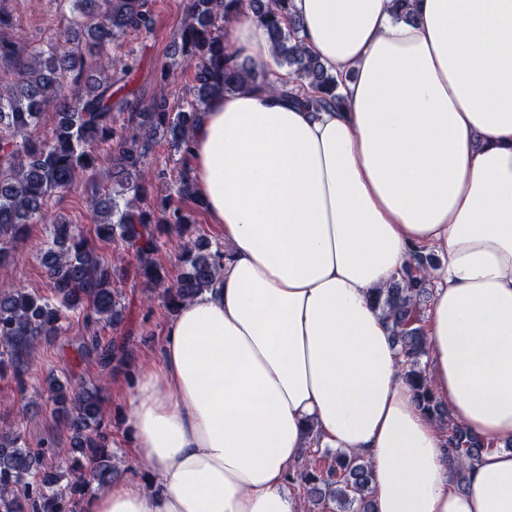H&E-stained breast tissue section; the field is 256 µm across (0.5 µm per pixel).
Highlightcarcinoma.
Listing matches in <instances>:
<instances>
[{"label": "carcinoma", "instance_id": "1", "mask_svg": "<svg viewBox=\"0 0 512 512\" xmlns=\"http://www.w3.org/2000/svg\"><path fill=\"white\" fill-rule=\"evenodd\" d=\"M289 2L190 0L187 18L174 33L173 56L188 58L197 93L177 110L154 99L132 111L125 86L112 81L114 67L124 77L135 68L134 51L125 60L116 59L112 43L130 32H152L150 0H60L65 28L25 56L15 40L12 17L0 10V61L11 64L0 71V264L9 261L11 243L29 225H48L40 265L52 292L49 299L21 288H0V377L24 387L36 349L66 333L75 312L83 315L89 331L78 339V351L95 356L103 368L126 364V343L103 345L98 335L100 326L116 329L123 323L125 302L121 270L100 258L97 241L121 244L146 285L163 288L162 299L171 312L214 285L223 251L197 233L183 207L187 200L203 205L189 169L178 172L174 194L152 200L146 164L160 135L187 155L209 101L245 82L259 91H277L313 112L343 107V78L305 50ZM242 11L264 27L275 48V63L288 69L291 81L238 61L224 25ZM47 121L51 131L37 134ZM105 159L112 166V188L93 202V236L88 237L78 225L53 218L48 202L70 191L80 175ZM172 231L184 238L174 277L157 261L159 238ZM432 263L429 255H415L404 277L378 293L377 304L391 325L402 373L418 406L447 432L446 448L463 475L489 442L451 417L422 363L427 355L422 322L430 296L424 269ZM44 384L69 442L61 446L48 438L33 449L20 432L0 428V512H76L85 491L104 490L117 475L112 434L105 427L103 384L76 388L52 373ZM48 455L66 468L47 466ZM325 456L331 463L321 466L305 457L288 476L289 483L298 484L308 512H324L332 503L337 512H376L369 461L338 450H327Z\"/></svg>", "mask_w": 512, "mask_h": 512}]
</instances>
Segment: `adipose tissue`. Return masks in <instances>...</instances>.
I'll list each match as a JSON object with an SVG mask.
<instances>
[{
  "mask_svg": "<svg viewBox=\"0 0 512 512\" xmlns=\"http://www.w3.org/2000/svg\"><path fill=\"white\" fill-rule=\"evenodd\" d=\"M291 0L307 52L346 75L342 110L251 86L210 100L189 169L224 261L181 305L128 396L151 488L82 512H303L288 474L311 439L364 455L376 512H512V0ZM272 65L265 29L226 27ZM437 397L492 441L453 480L374 296L415 253Z\"/></svg>",
  "mask_w": 512,
  "mask_h": 512,
  "instance_id": "obj_1",
  "label": "adipose tissue"
}]
</instances>
